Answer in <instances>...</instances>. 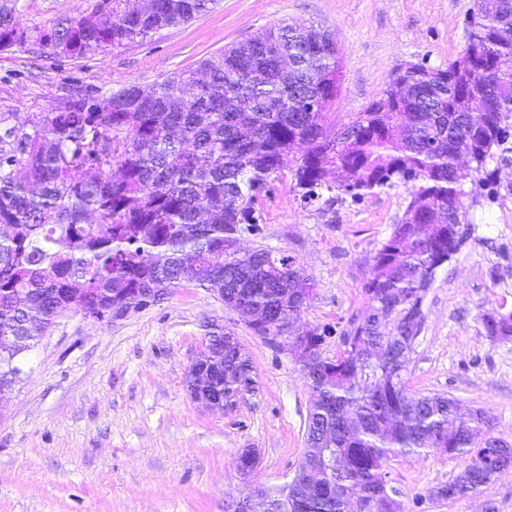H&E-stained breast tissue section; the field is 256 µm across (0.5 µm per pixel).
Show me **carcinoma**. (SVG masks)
Listing matches in <instances>:
<instances>
[{
    "mask_svg": "<svg viewBox=\"0 0 512 512\" xmlns=\"http://www.w3.org/2000/svg\"><path fill=\"white\" fill-rule=\"evenodd\" d=\"M215 0H112L99 11L43 29L22 26L17 0H0V51L32 44L55 57L84 58L143 41L208 12ZM485 0L468 22L463 54L406 97L389 84L363 111L340 117L332 105L341 65L332 32L284 23L202 61L196 72L149 87L126 86L85 107L92 90L24 122L0 113V332L51 328L72 289L84 316L101 318L116 300L148 290L164 296L195 282L242 313L262 337L289 332L315 284L296 257L257 249L224 256V236L258 223L255 205L294 149L292 187L304 201L353 199L397 182L411 205L373 258L364 308L344 333L332 365L305 375L311 393L306 438L330 429L333 442L306 447L310 491L299 512H400L386 480L389 460L422 450L467 458L451 481L479 491L512 448L486 446V417L455 400L410 391L403 372L420 334L422 306L437 269L460 249L472 221L464 178L508 162L512 129V0ZM317 70L280 69L283 55ZM493 73L484 84V73ZM251 77L248 101L224 107L225 93ZM319 96L320 108L307 99ZM487 336L512 339V310L483 317ZM209 339L200 358L224 362L214 381L224 399L253 390L252 362L236 337ZM34 342L0 347V388L16 384Z\"/></svg>",
    "mask_w": 512,
    "mask_h": 512,
    "instance_id": "carcinoma-1",
    "label": "carcinoma"
}]
</instances>
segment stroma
Wrapping results in <instances>:
<instances>
[{"mask_svg": "<svg viewBox=\"0 0 512 512\" xmlns=\"http://www.w3.org/2000/svg\"><path fill=\"white\" fill-rule=\"evenodd\" d=\"M475 0H216L188 24L83 59L0 52V112L25 120L61 106L73 81L109 94L195 70L264 29L311 21L332 31L342 65L333 109L363 111L408 63L444 68L466 46ZM106 0H19L23 26L45 28ZM465 189L472 233L440 267L404 379L411 391L482 409L489 436L512 446V340L486 337L482 316L512 309V166ZM410 201L396 184L361 199L306 204L282 171L243 227L247 249L295 256L315 283L300 323L342 351L364 304L373 256ZM215 331L237 336L256 380L231 410L194 401L184 386ZM310 391L300 364L191 282L127 316L98 322L71 309L28 353L20 382L0 398V512H227L246 487L290 481L305 448ZM256 449L249 475L238 455ZM435 452L388 462L401 512H512V467L481 493L448 502L436 491L464 468Z\"/></svg>", "mask_w": 512, "mask_h": 512, "instance_id": "1", "label": "stroma"}]
</instances>
